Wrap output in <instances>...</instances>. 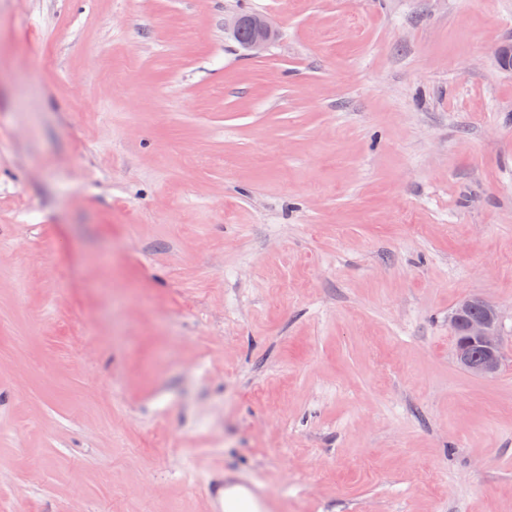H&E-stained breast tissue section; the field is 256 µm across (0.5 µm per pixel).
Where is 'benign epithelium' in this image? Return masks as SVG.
Here are the masks:
<instances>
[{
  "mask_svg": "<svg viewBox=\"0 0 512 512\" xmlns=\"http://www.w3.org/2000/svg\"><path fill=\"white\" fill-rule=\"evenodd\" d=\"M224 29L250 55L263 52L278 38L277 30L257 15L233 16L224 21ZM449 325L463 331L454 348L457 364L473 376H496L505 356L498 305L484 297H465L449 317ZM475 348L482 351L478 360L472 354Z\"/></svg>",
  "mask_w": 512,
  "mask_h": 512,
  "instance_id": "benign-epithelium-1",
  "label": "benign epithelium"
}]
</instances>
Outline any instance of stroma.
<instances>
[{
	"instance_id": "1",
	"label": "stroma",
	"mask_w": 512,
	"mask_h": 512,
	"mask_svg": "<svg viewBox=\"0 0 512 512\" xmlns=\"http://www.w3.org/2000/svg\"><path fill=\"white\" fill-rule=\"evenodd\" d=\"M510 45L512 0H0V512H512ZM224 30L249 55L260 54L278 38L277 30L257 15H236L224 20ZM449 325L454 333L462 326L463 336L454 348L457 364L473 376H496L505 356L498 305L484 297H465L449 317ZM474 348L482 351L479 360L473 357ZM210 493L219 511L224 512H240L237 510V504L240 501L249 500L255 505L260 506L264 510L254 512H273L275 500L267 493V491L259 486L251 488H243L242 494L225 495L224 481L216 477L210 483Z\"/></svg>"
}]
</instances>
